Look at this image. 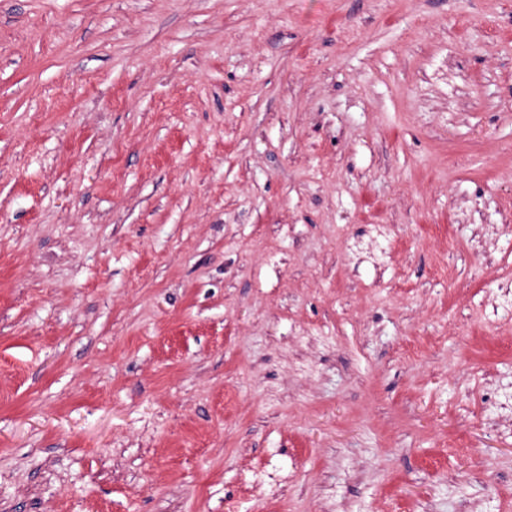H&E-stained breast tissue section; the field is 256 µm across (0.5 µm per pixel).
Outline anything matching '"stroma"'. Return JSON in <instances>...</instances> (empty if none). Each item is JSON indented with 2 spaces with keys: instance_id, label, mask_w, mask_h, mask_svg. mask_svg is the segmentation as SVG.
<instances>
[{
  "instance_id": "obj_1",
  "label": "stroma",
  "mask_w": 512,
  "mask_h": 512,
  "mask_svg": "<svg viewBox=\"0 0 512 512\" xmlns=\"http://www.w3.org/2000/svg\"><path fill=\"white\" fill-rule=\"evenodd\" d=\"M0 512H512V0H0Z\"/></svg>"
}]
</instances>
